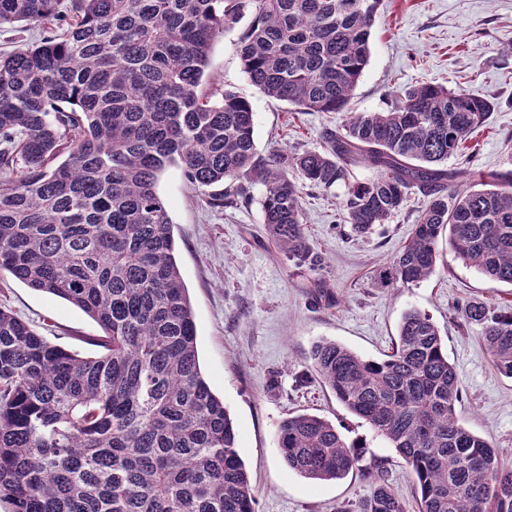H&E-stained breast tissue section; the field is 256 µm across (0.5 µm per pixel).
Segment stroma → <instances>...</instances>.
Wrapping results in <instances>:
<instances>
[{
    "label": "stroma",
    "mask_w": 512,
    "mask_h": 512,
    "mask_svg": "<svg viewBox=\"0 0 512 512\" xmlns=\"http://www.w3.org/2000/svg\"><path fill=\"white\" fill-rule=\"evenodd\" d=\"M242 19L214 42L208 73L217 89L247 98L255 112L259 154L317 150L326 128L342 126V112H298L254 86L243 70L238 42ZM418 83L463 87L495 99L488 124L473 132L464 159L473 182L512 171V0H382L371 35L369 62L350 110L382 112L395 89ZM217 209L209 191L190 187L177 168L158 191L173 222L177 257L197 323L201 369L223 398L239 432V454L255 492L257 512H350L372 491L366 478L312 482L288 470L276 444L285 417L311 413L333 422L347 441L368 440L369 454L386 465L393 490L407 503L416 494L400 458L348 412L310 367L312 344L336 341L368 359L389 353L402 314H429L448 344L459 373V416L469 431L504 451L512 464V379L495 369L458 304L477 300L512 306V287L489 280L457 260L440 240L437 272L409 287L381 288L375 270L399 252L428 199L410 194L404 208L370 236L343 222V186L303 187L308 241L323 260L320 274L288 261L261 221V185ZM326 281L331 303L315 301L314 278ZM0 307L40 334L82 357L97 355L100 329L78 307L0 275Z\"/></svg>",
    "instance_id": "stroma-1"
}]
</instances>
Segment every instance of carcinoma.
I'll use <instances>...</instances> for the list:
<instances>
[{
	"label": "carcinoma",
	"instance_id": "carcinoma-1",
	"mask_svg": "<svg viewBox=\"0 0 512 512\" xmlns=\"http://www.w3.org/2000/svg\"><path fill=\"white\" fill-rule=\"evenodd\" d=\"M381 0H0V27L45 25L0 56V273L61 298L101 329L98 357L54 344L0 308V503L9 512H257L238 433L202 375L191 298L157 189L170 166L194 189L248 178L262 223L295 266L317 272L300 171L311 187L348 183L344 222L366 236L429 197L381 286L420 283L448 244L463 264L512 286V173L478 188L462 155L495 102L422 84L386 112H351ZM246 14L238 51L250 81L302 112H349L320 150L262 156L249 100L202 90L215 39ZM360 163L373 179L350 182ZM7 177H2V174ZM496 369L512 379V308L460 307ZM312 367L336 399L402 460L418 512H512V467L466 430L463 387L438 326L404 314L391 353L364 358L319 340ZM291 471L336 481L364 470L356 512H408L384 467H363L314 414L276 430Z\"/></svg>",
	"mask_w": 512,
	"mask_h": 512
}]
</instances>
